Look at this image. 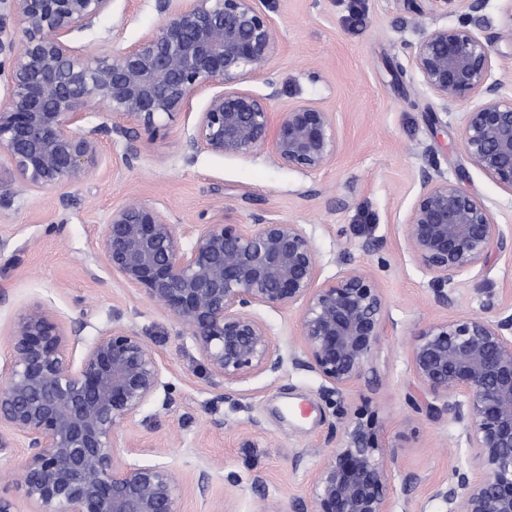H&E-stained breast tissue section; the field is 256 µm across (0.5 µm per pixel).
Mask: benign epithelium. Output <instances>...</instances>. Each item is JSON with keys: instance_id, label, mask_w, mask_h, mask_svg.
<instances>
[{"instance_id": "benign-epithelium-1", "label": "benign epithelium", "mask_w": 512, "mask_h": 512, "mask_svg": "<svg viewBox=\"0 0 512 512\" xmlns=\"http://www.w3.org/2000/svg\"><path fill=\"white\" fill-rule=\"evenodd\" d=\"M112 0H0L25 34L3 38L0 69L9 98L0 103V205L16 184L43 189L77 184L98 167L97 132L86 108L127 119L152 134L195 92L220 85L192 127L194 154L248 158L267 151L280 165L313 174L340 150L333 113L301 102L278 112L269 97L239 88L280 51L271 18L257 0H155L163 25L132 47L87 58L70 35L91 28ZM416 16L462 4L456 26L422 30L405 43L422 84L445 114L463 106L460 134L469 162L512 195V95L493 77V49L482 32L488 0H405ZM408 249L430 276L435 302L455 303L451 285L504 249L505 236L485 203L440 170L423 172L405 223ZM100 250L112 274L184 328L224 397L248 376L276 371L280 349L257 309H300L302 355L292 364L317 373L330 394L365 375L386 328V300L370 276L347 267L320 280L312 238L290 219L251 227L199 224L190 247L155 206L130 201L104 225ZM78 338L40 303L7 336L0 373V447L28 441L18 463L28 512H180L182 477L166 462L126 463L118 432L162 386L157 351L121 324L68 357ZM413 375L427 414L462 426L468 455L433 488L444 512H512V314L490 296L481 313L431 322L413 333ZM392 471L377 433L348 422L327 454L312 495L258 512H391Z\"/></svg>"}]
</instances>
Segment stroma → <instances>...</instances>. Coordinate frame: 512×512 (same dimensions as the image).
I'll list each match as a JSON object with an SVG mask.
<instances>
[{
	"label": "stroma",
	"mask_w": 512,
	"mask_h": 512,
	"mask_svg": "<svg viewBox=\"0 0 512 512\" xmlns=\"http://www.w3.org/2000/svg\"><path fill=\"white\" fill-rule=\"evenodd\" d=\"M281 51L245 89L270 96L280 110L312 102L333 112L341 141L335 162L304 174L274 164L266 152L248 158L189 155L183 132L193 125L212 88L189 108L136 142L112 134V119L89 106L100 164L78 185L25 190L0 207V368L6 336L25 309L45 305L82 343L119 323L158 352L163 388L119 432L126 460H163L186 482L181 512H257L260 502L309 498L334 436L356 416L373 420L384 454L396 460L392 512H441L431 490L464 463L459 425L428 417L410 363L413 330L480 311L487 295L512 300V195L466 158L459 125L420 83L404 47L420 30L455 25L457 13L415 16L404 0H262ZM505 0H489L494 75L512 84V21ZM162 23L154 0H112L93 28L73 34L81 53L98 56L138 42ZM465 184L489 207L509 241L484 267L458 279L455 305L438 306L428 276L411 256L404 221L431 166ZM146 201L179 224L184 244L195 225L227 220L254 224L288 218L313 238L323 277L344 265L370 273L387 300L385 336L364 378L338 400L327 398L313 372L284 362L253 374L224 399L190 336L107 269L100 251L112 209ZM370 251H362L363 242ZM281 354L299 346L298 309L260 308ZM165 444L163 457L154 449ZM25 440L0 448V497L15 512L28 506L16 488ZM206 488H198L200 471ZM417 475L412 489L404 479Z\"/></svg>",
	"instance_id": "stroma-1"
}]
</instances>
